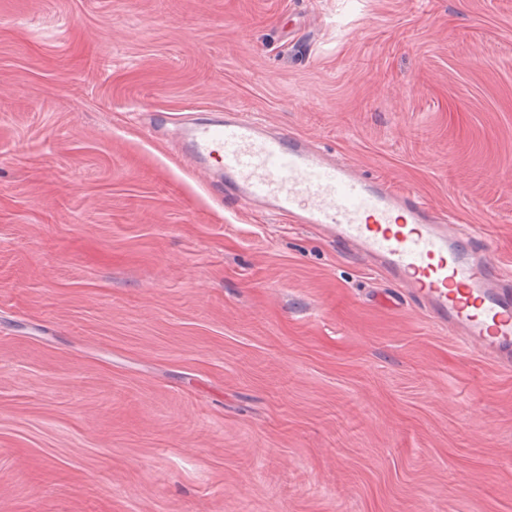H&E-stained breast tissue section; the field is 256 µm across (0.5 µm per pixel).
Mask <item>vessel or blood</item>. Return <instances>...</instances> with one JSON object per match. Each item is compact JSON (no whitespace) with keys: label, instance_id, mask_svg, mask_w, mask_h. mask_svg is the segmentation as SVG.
I'll list each match as a JSON object with an SVG mask.
<instances>
[{"label":"vessel or blood","instance_id":"1","mask_svg":"<svg viewBox=\"0 0 512 512\" xmlns=\"http://www.w3.org/2000/svg\"><path fill=\"white\" fill-rule=\"evenodd\" d=\"M180 136L198 172L223 174L226 203L320 227L389 273L450 335L512 369V281L485 257L479 235L449 232L416 195L239 112L189 120Z\"/></svg>","mask_w":512,"mask_h":512}]
</instances>
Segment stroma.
Wrapping results in <instances>:
<instances>
[{"mask_svg": "<svg viewBox=\"0 0 512 512\" xmlns=\"http://www.w3.org/2000/svg\"><path fill=\"white\" fill-rule=\"evenodd\" d=\"M233 109L512 279V0H0V512H512V371L183 156Z\"/></svg>", "mask_w": 512, "mask_h": 512, "instance_id": "stroma-1", "label": "stroma"}]
</instances>
